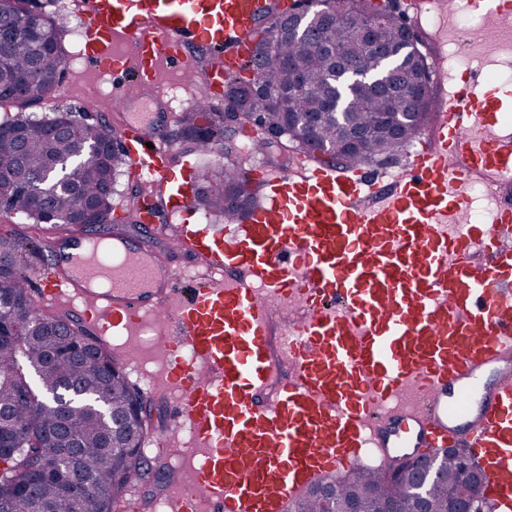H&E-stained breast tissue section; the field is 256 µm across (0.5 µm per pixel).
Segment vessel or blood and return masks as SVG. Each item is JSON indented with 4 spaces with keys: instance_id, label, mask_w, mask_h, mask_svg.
Returning <instances> with one entry per match:
<instances>
[{
    "instance_id": "vessel-or-blood-1",
    "label": "vessel or blood",
    "mask_w": 512,
    "mask_h": 512,
    "mask_svg": "<svg viewBox=\"0 0 512 512\" xmlns=\"http://www.w3.org/2000/svg\"><path fill=\"white\" fill-rule=\"evenodd\" d=\"M269 5L87 0L84 54L121 75L114 97L155 102L165 66L194 75L193 48L213 49L204 99L220 102ZM435 8L449 20L501 11L497 0ZM123 42L134 56L118 52ZM507 105L466 85L438 105L434 140L402 172L248 169L267 186L266 203L220 232L192 223L191 176L171 166V145L125 115L130 170L169 186L183 219L175 246L203 270L179 287L180 269L106 232L109 255L86 237L51 243L39 299L69 304L98 335L123 334L134 349L151 326L164 369L147 392L176 402L154 442L172 450L184 427L193 437L182 455L190 480L172 512H288L316 477L342 478L368 453L391 461L390 421L411 425L416 447L468 449L483 464L492 512H512V205L473 223L468 180L472 171L512 178ZM276 320L288 330L284 372L269 347ZM488 373L496 382L485 390Z\"/></svg>"
}]
</instances>
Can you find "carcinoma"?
<instances>
[{"mask_svg": "<svg viewBox=\"0 0 512 512\" xmlns=\"http://www.w3.org/2000/svg\"><path fill=\"white\" fill-rule=\"evenodd\" d=\"M326 12L312 18L320 29L316 41L289 34L286 20L272 23L261 31L255 53L271 55L273 61L258 76V88L247 100L238 102L246 112L262 114L268 131L286 139L289 148L302 151L317 142L339 152L344 151L347 131L329 115L308 129L306 114L325 112L329 97L330 57L327 48L352 43V28L357 22L359 0H324ZM65 63L63 45L43 50L34 40L21 35L0 47V105L28 103L19 89L30 86L42 97L58 84ZM349 111L354 127L365 133L361 149L346 152V166L370 163L381 155L393 154L422 135L432 119V101L422 96V84L415 60L407 62L403 91L374 95L359 87L350 100ZM380 112H414V122L397 132L376 122ZM22 122L25 151L20 161V178L0 183L4 208L16 214H29L41 189L40 179L53 163L75 160L104 138L103 125L90 115L71 124L64 137L52 135L45 119L17 114L3 121L5 125ZM186 138L204 151L224 134L220 112L201 103L180 118ZM127 163L125 154L115 160L105 155L80 171L74 188L47 194L58 227L72 232L86 223L78 219L81 205L91 202L99 209H112V185L119 169ZM196 199L211 214L234 220L246 208L251 187L243 171L227 163L219 168L203 167L195 174ZM38 246L16 237L0 234V304L8 309L0 314V370H12L24 359L39 378L40 392L55 395L62 385L74 380L92 398L103 399L116 414L125 412L129 391L123 378L112 375L99 355L102 346H93L82 355L70 352V345L54 335L44 316L30 305L25 272L33 264ZM22 380L14 374L0 381V411L18 426L3 436L5 448L27 443L41 457L47 476L38 484V497L50 506V512H112V500L123 492L131 476L140 471L142 457L134 454L140 443L138 426L115 436L97 414L75 401L67 414L59 404L48 400L22 401ZM23 459L0 457V482L19 474ZM77 466L88 475V482L74 486L62 479L69 467ZM447 479L433 484L429 494V512H448V499L465 498L475 493L479 482L464 475L453 457L446 460ZM5 486L0 512H25L24 501ZM336 504L342 512H419L410 492V483L387 482L381 472L356 470L335 483ZM296 512H324L318 491L302 499Z\"/></svg>", "mask_w": 512, "mask_h": 512, "instance_id": "obj_1", "label": "carcinoma"}]
</instances>
